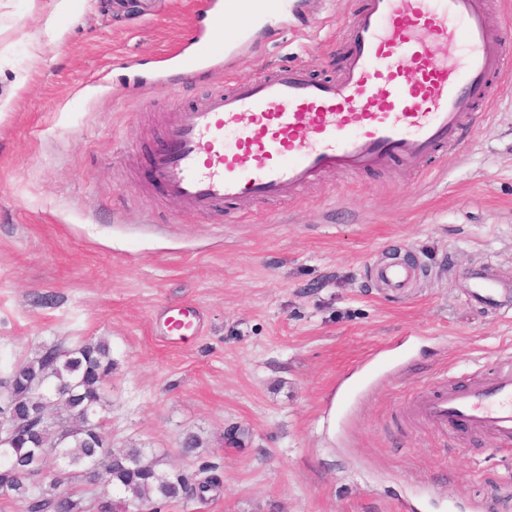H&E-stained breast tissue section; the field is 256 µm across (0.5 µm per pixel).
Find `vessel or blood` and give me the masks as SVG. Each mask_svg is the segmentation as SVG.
<instances>
[{"label": "vessel or blood", "mask_w": 512, "mask_h": 512, "mask_svg": "<svg viewBox=\"0 0 512 512\" xmlns=\"http://www.w3.org/2000/svg\"><path fill=\"white\" fill-rule=\"evenodd\" d=\"M209 24L174 65L190 75L231 62L249 32L224 27V10L207 0ZM505 32H493L486 0H365L346 26L337 78L312 77L303 60L232 81L196 107L171 113L155 159L157 179L190 212L227 201L250 204L296 195L330 171L359 172L422 158L457 145L478 105L492 101L493 79L506 73ZM466 43L465 55L447 51ZM236 133L225 147L227 130ZM370 274L394 292L412 288L418 265L397 260ZM471 298L512 308V286L490 268L466 272ZM407 417L435 429L465 423L474 433L512 444V360L487 381L442 386L415 398Z\"/></svg>", "instance_id": "b4317fda"}]
</instances>
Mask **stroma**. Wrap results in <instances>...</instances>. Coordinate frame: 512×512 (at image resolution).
Listing matches in <instances>:
<instances>
[{
    "mask_svg": "<svg viewBox=\"0 0 512 512\" xmlns=\"http://www.w3.org/2000/svg\"><path fill=\"white\" fill-rule=\"evenodd\" d=\"M307 0L263 24L233 72L156 90L203 0H85L60 51L50 0L0 18V376L45 344L107 342L103 432L159 470L217 466L205 500L160 512H512V446L406 403L496 373L512 312L469 300L464 274L512 284V76L495 80L460 151L406 171L331 172L298 196L191 213L154 174L168 113L298 58L333 79L360 0ZM24 86H17L18 77ZM417 261L405 294L368 269ZM192 330L170 332L171 308ZM203 445L182 456L187 434Z\"/></svg>",
    "mask_w": 512,
    "mask_h": 512,
    "instance_id": "obj_1",
    "label": "stroma"
}]
</instances>
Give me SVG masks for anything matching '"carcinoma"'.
Listing matches in <instances>:
<instances>
[{"instance_id": "obj_1", "label": "carcinoma", "mask_w": 512, "mask_h": 512, "mask_svg": "<svg viewBox=\"0 0 512 512\" xmlns=\"http://www.w3.org/2000/svg\"><path fill=\"white\" fill-rule=\"evenodd\" d=\"M113 369L110 347L103 341L72 349L50 345L41 347L35 357L15 364L0 379L10 386L12 398L17 401L13 416L16 426H30L25 399L35 388L66 391L63 406L72 416L65 429L45 427L38 437L20 438L8 448L16 469L0 472V487L10 490V495L20 503V512H132L152 501L186 498L193 491L194 480L160 472L154 462L145 458L143 449L132 446L120 450L102 471L107 486L122 494L117 501L107 497L88 501L63 488L62 480L57 478L51 479L39 493H31L26 471L42 466L34 452L35 445L42 443L55 449L69 465L84 471L97 459L101 449L83 429V418L100 410L105 401L103 384Z\"/></svg>"}]
</instances>
